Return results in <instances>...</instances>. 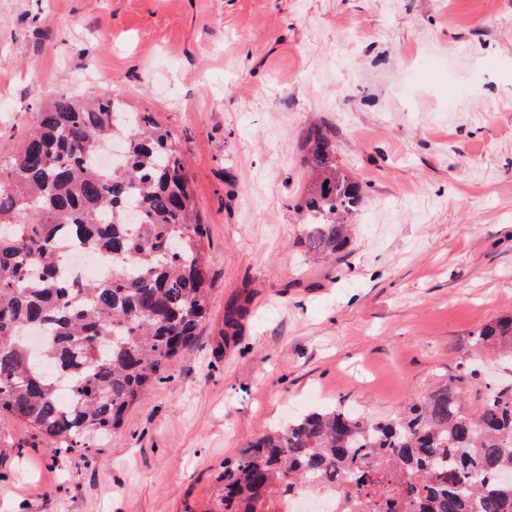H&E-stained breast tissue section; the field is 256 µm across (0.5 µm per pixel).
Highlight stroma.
Listing matches in <instances>:
<instances>
[{"label":"stroma","instance_id":"35a3bbf8","mask_svg":"<svg viewBox=\"0 0 512 512\" xmlns=\"http://www.w3.org/2000/svg\"><path fill=\"white\" fill-rule=\"evenodd\" d=\"M64 93L177 130L210 314L92 458L0 415V512H220L249 437L397 413L512 313V0H0L1 158ZM315 128L363 185L329 264L294 209Z\"/></svg>","mask_w":512,"mask_h":512}]
</instances>
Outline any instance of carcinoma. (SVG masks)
Returning a JSON list of instances; mask_svg holds the SVG:
<instances>
[{
  "label": "carcinoma",
  "mask_w": 512,
  "mask_h": 512,
  "mask_svg": "<svg viewBox=\"0 0 512 512\" xmlns=\"http://www.w3.org/2000/svg\"><path fill=\"white\" fill-rule=\"evenodd\" d=\"M118 138L123 164L96 163ZM308 188L295 204L320 259L349 245L362 188L321 129L305 138ZM200 216L174 127L115 97L59 95L0 158V414L58 453L91 451L187 347L206 320L211 282ZM77 249L112 277L67 280ZM475 345L512 365V315ZM472 353L397 416L369 421L341 405L309 411L247 441L224 465L223 512H288L300 490L340 497L335 512H512V386L484 381Z\"/></svg>",
  "instance_id": "obj_1"
}]
</instances>
